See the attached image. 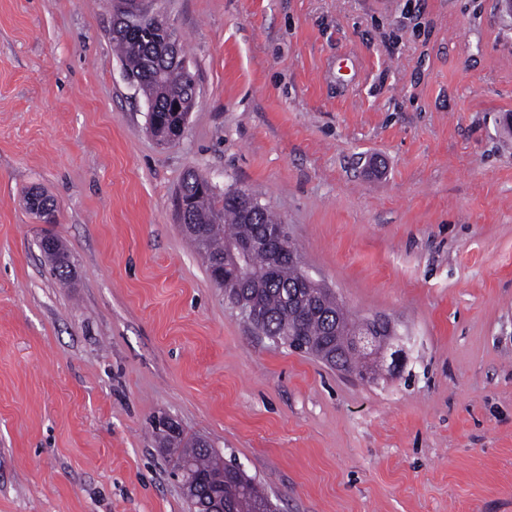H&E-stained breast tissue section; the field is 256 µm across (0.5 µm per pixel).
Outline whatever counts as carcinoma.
<instances>
[{
    "mask_svg": "<svg viewBox=\"0 0 512 512\" xmlns=\"http://www.w3.org/2000/svg\"><path fill=\"white\" fill-rule=\"evenodd\" d=\"M111 36L132 83L145 98L157 103L153 135L161 141L179 121L172 106L194 100L191 75L180 64L163 58L168 33L162 28L146 24L137 37L131 38L119 27L111 31ZM199 178L200 174L190 171L181 185L187 191L189 211L198 226L196 232L187 233L185 237L204 256L208 271L213 275L216 263L224 257V243L261 234L277 223V219L265 205L260 206L254 217L246 218L233 192H226L222 197L214 192L201 193L196 189ZM40 247L50 260L53 273L66 278L69 258L63 243L55 238H44ZM250 267L258 288H244L242 293H260L269 314L267 332L281 343L295 349L296 342L303 341L309 344L306 353L322 359L324 355L319 345L328 341L329 326L338 323L346 327L355 322L333 294L295 287L297 269L290 263L284 261L274 266L266 253L256 252L250 257ZM172 455L175 466L182 459L192 462L199 488L191 501L194 512H201L216 482L224 498V512H265L272 508L253 478L240 467L223 462L212 448L198 445L197 439L177 441Z\"/></svg>",
    "mask_w": 512,
    "mask_h": 512,
    "instance_id": "obj_1",
    "label": "carcinoma"
}]
</instances>
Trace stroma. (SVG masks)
<instances>
[{"instance_id":"35a3bbf8","label":"stroma","mask_w":512,"mask_h":512,"mask_svg":"<svg viewBox=\"0 0 512 512\" xmlns=\"http://www.w3.org/2000/svg\"><path fill=\"white\" fill-rule=\"evenodd\" d=\"M115 5L0 0V512H190L161 417L276 512H512V17L152 0L196 81L163 143ZM190 170L275 211L354 317L391 320L402 370L361 382L258 335L181 230ZM41 250L51 262L53 273L60 279L69 273V258L65 246L55 238H44L40 241Z\"/></svg>"}]
</instances>
